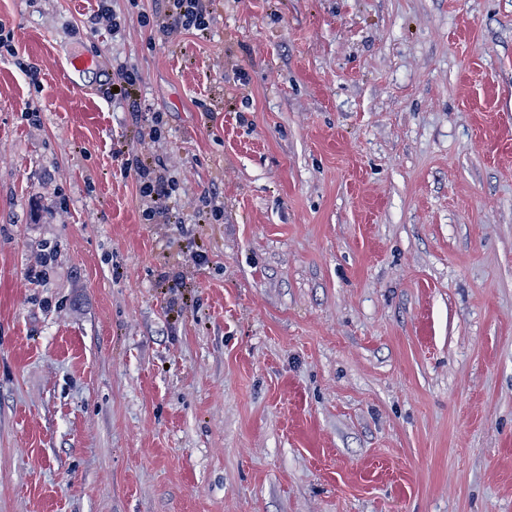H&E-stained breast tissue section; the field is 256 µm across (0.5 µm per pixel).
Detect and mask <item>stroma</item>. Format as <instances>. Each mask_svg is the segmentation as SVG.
I'll list each match as a JSON object with an SVG mask.
<instances>
[{
  "label": "stroma",
  "mask_w": 512,
  "mask_h": 512,
  "mask_svg": "<svg viewBox=\"0 0 512 512\" xmlns=\"http://www.w3.org/2000/svg\"><path fill=\"white\" fill-rule=\"evenodd\" d=\"M108 4L0 0V512H512V0ZM165 22L163 32L170 35L181 30L208 29L209 16L212 13L213 0H165ZM140 76L135 69L120 67L112 75V94L114 97H127L134 91L138 84ZM118 88V91H114ZM127 159L124 171L130 173L132 170L135 173L136 179L139 182V191L141 197L146 201V209L143 210L145 220L151 221L157 218H163L169 222L171 218L168 200L171 197L172 191L165 180L155 171L139 164L138 160Z\"/></svg>",
  "instance_id": "obj_1"
}]
</instances>
